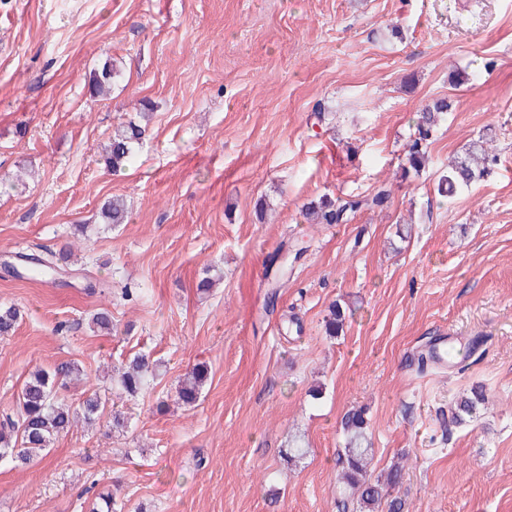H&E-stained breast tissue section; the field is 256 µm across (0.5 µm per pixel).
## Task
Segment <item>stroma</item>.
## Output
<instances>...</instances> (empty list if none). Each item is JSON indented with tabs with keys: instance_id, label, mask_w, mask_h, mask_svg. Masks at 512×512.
Listing matches in <instances>:
<instances>
[{
	"instance_id": "35a3bbf8",
	"label": "stroma",
	"mask_w": 512,
	"mask_h": 512,
	"mask_svg": "<svg viewBox=\"0 0 512 512\" xmlns=\"http://www.w3.org/2000/svg\"><path fill=\"white\" fill-rule=\"evenodd\" d=\"M108 60L121 76L90 97ZM456 68L468 83L451 84ZM145 98L146 137L112 172L102 148ZM438 98L453 109L402 177ZM485 131L489 175L439 196ZM383 184L385 209L302 215ZM112 197L128 223H104ZM297 247L276 279L274 257ZM20 251L70 253L69 273L7 272ZM0 306L21 312L0 336V416L61 362L85 374L69 402L90 388L114 405L38 465L0 462V512H88L107 492L122 512H336L356 406L375 473L406 463L407 512H512V0H0ZM100 311L118 334L91 331ZM439 336L472 345L466 367H409ZM140 353L158 367L130 400L117 377ZM198 364L208 379L186 407L176 390ZM476 384L487 408L453 422ZM297 438L309 452L289 471ZM451 107L452 105L448 100L439 99L422 110L417 122L415 137L407 151L405 163L401 167L404 177L411 172L419 174L420 171L425 169L432 131L440 114L448 112Z\"/></svg>"
}]
</instances>
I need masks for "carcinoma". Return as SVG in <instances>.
Instances as JSON below:
<instances>
[{"mask_svg": "<svg viewBox=\"0 0 512 512\" xmlns=\"http://www.w3.org/2000/svg\"><path fill=\"white\" fill-rule=\"evenodd\" d=\"M117 70L110 61L90 73L88 85L91 95H104L112 90ZM451 109V103L439 99L426 106L418 119L415 137L406 154L402 173H419L425 169L428 160V147L432 131L441 114ZM146 129L133 120L120 124L112 136L104 155V161L112 170L123 168L134 158V149ZM497 157L489 152L483 138L471 141L462 152L448 163V170L437 183L441 196L451 197L458 191L471 186L484 177L489 166ZM389 193L380 189L371 196L336 198L325 196L307 204L308 219L313 224H345L350 216L363 207H383ZM103 217L109 224H123L128 219L124 202L110 198L103 204ZM28 259L26 271L40 278L50 277L59 261L20 253ZM20 318V310L15 307L0 308V336L14 332ZM346 312L342 305L334 302L329 306L325 320V331L335 337L344 331ZM155 363L146 355H136L129 362L121 377V386L130 397H137L144 388L145 377L154 370ZM79 369L71 362H62L51 370L38 369L29 375L18 396L15 415L8 416L0 423V461L10 460L15 465H29L46 451L53 439L69 430L75 417L80 416L91 423L103 413L105 403L97 392L85 394L78 406L69 404L65 398L67 380ZM207 371L196 365L182 382L178 397L183 404L192 406L206 380ZM485 392L480 386L460 396L453 412L455 421L473 417L479 406L485 404ZM347 434L345 446L338 450L335 465L338 481L343 485V493L337 500V512H376L385 506L386 512H404L405 502L393 495L396 486L403 478L404 464L398 462L382 477L374 478L370 473L372 448L366 437L367 419L362 409L347 412L342 420Z\"/></svg>", "mask_w": 512, "mask_h": 512, "instance_id": "carcinoma-1", "label": "carcinoma"}]
</instances>
